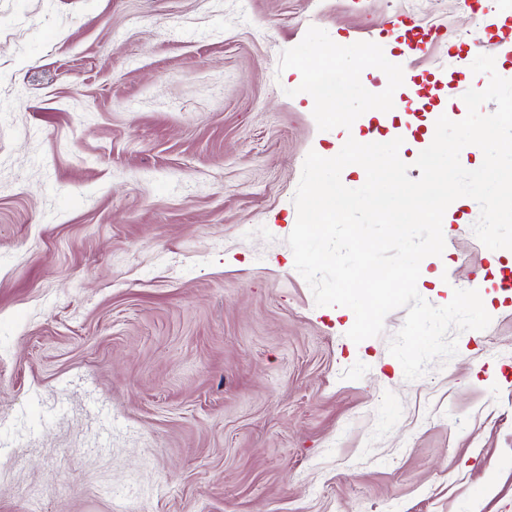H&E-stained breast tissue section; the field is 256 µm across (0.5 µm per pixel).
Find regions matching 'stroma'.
I'll return each mask as SVG.
<instances>
[{
    "label": "stroma",
    "instance_id": "obj_1",
    "mask_svg": "<svg viewBox=\"0 0 512 512\" xmlns=\"http://www.w3.org/2000/svg\"><path fill=\"white\" fill-rule=\"evenodd\" d=\"M440 29L407 49L398 21ZM512 0H0V512H512L511 249L452 202L420 264L489 327L409 382L406 312L354 343L286 243L329 115L410 178ZM342 43L362 80L312 97Z\"/></svg>",
    "mask_w": 512,
    "mask_h": 512
}]
</instances>
